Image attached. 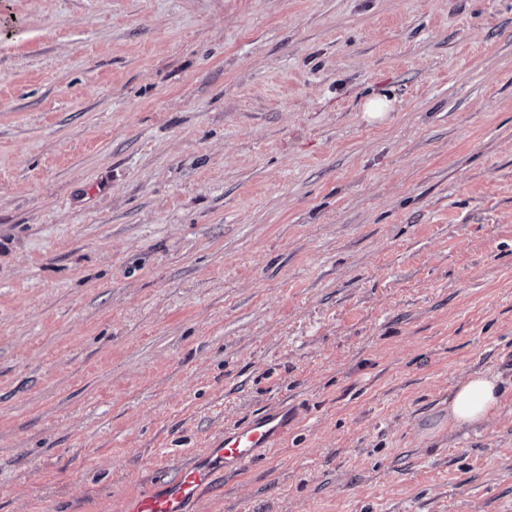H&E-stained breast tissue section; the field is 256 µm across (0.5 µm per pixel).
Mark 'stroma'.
<instances>
[{
    "label": "stroma",
    "mask_w": 512,
    "mask_h": 512,
    "mask_svg": "<svg viewBox=\"0 0 512 512\" xmlns=\"http://www.w3.org/2000/svg\"><path fill=\"white\" fill-rule=\"evenodd\" d=\"M281 402L194 512H512V0H0V512ZM499 385L500 376L490 371L471 373L460 382L448 402L451 427L462 429L487 422L498 410Z\"/></svg>",
    "instance_id": "1"
}]
</instances>
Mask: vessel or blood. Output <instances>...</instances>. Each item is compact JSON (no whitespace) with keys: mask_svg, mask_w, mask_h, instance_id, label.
I'll return each mask as SVG.
<instances>
[{"mask_svg":"<svg viewBox=\"0 0 512 512\" xmlns=\"http://www.w3.org/2000/svg\"><path fill=\"white\" fill-rule=\"evenodd\" d=\"M297 415L279 403L225 429L177 474L129 496L122 512H189L216 472L240 473L261 453L280 447Z\"/></svg>","mask_w":512,"mask_h":512,"instance_id":"obj_1","label":"vessel or blood"}]
</instances>
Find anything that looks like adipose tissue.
Returning a JSON list of instances; mask_svg holds the SVG:
<instances>
[{
    "label": "adipose tissue",
    "mask_w": 512,
    "mask_h": 512,
    "mask_svg": "<svg viewBox=\"0 0 512 512\" xmlns=\"http://www.w3.org/2000/svg\"><path fill=\"white\" fill-rule=\"evenodd\" d=\"M499 385V375L490 371L472 373L460 382L448 403L451 427L462 429L487 422L499 406Z\"/></svg>",
    "instance_id": "1"
}]
</instances>
